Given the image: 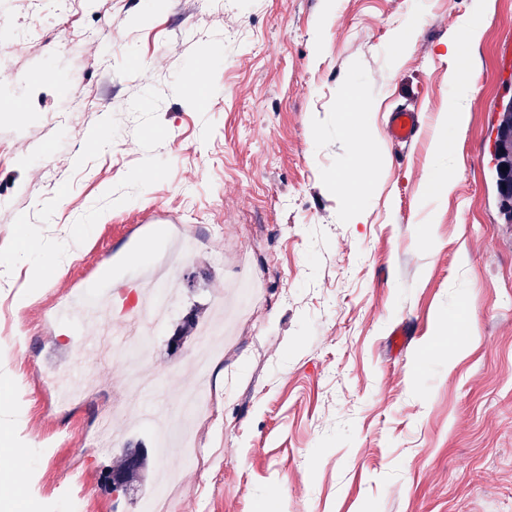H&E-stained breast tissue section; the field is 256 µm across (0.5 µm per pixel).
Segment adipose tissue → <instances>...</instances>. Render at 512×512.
Returning <instances> with one entry per match:
<instances>
[{"mask_svg": "<svg viewBox=\"0 0 512 512\" xmlns=\"http://www.w3.org/2000/svg\"><path fill=\"white\" fill-rule=\"evenodd\" d=\"M459 35L449 38L446 44L445 60L448 63V84L453 94L448 99V105L442 112L439 127L433 138L435 155L448 153V135L451 131L463 127L468 119L470 107L472 77L460 66L463 44L479 41L483 25L474 17L468 16L460 22Z\"/></svg>", "mask_w": 512, "mask_h": 512, "instance_id": "obj_1", "label": "adipose tissue"}]
</instances>
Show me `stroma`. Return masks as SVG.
<instances>
[{
    "label": "stroma",
    "mask_w": 512,
    "mask_h": 512,
    "mask_svg": "<svg viewBox=\"0 0 512 512\" xmlns=\"http://www.w3.org/2000/svg\"><path fill=\"white\" fill-rule=\"evenodd\" d=\"M470 15L484 19L463 48L470 118L437 162L444 43ZM346 88L372 105L369 170L342 121ZM509 94L512 0H0V109L14 111L0 118V356L32 440L0 480L26 471L24 512H141L157 488L156 457L136 501L104 481L123 442L153 445L154 431L119 413L120 445L98 438L130 378L89 348L90 325H25L89 282L137 277L141 254L176 235L147 221L159 212L208 246L175 274L147 361L154 404L181 411L196 339L175 356L164 340L184 314L212 317L219 297L232 314L205 466L180 473L176 512H512V224L491 175ZM401 106L420 117L411 144L387 136ZM436 169L456 182L448 197L425 193ZM20 224L57 265L39 291L12 252ZM451 313L475 334L442 333ZM80 359L96 381L47 406L41 370Z\"/></svg>",
    "instance_id": "1"
}]
</instances>
